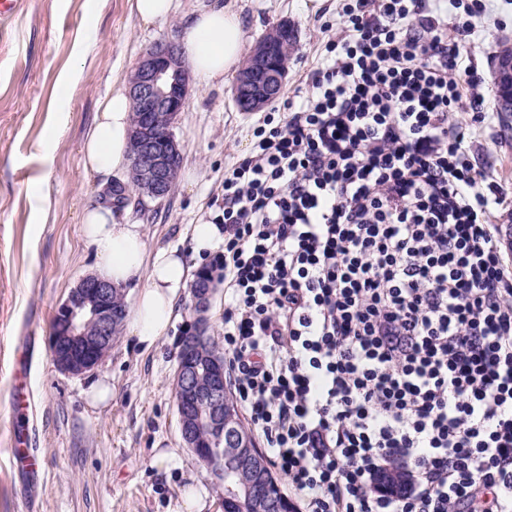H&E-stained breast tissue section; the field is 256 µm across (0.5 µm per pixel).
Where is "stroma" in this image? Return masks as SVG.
<instances>
[{
  "label": "stroma",
  "instance_id": "1",
  "mask_svg": "<svg viewBox=\"0 0 512 512\" xmlns=\"http://www.w3.org/2000/svg\"><path fill=\"white\" fill-rule=\"evenodd\" d=\"M210 0H175L164 21L145 22L128 0H19L13 17L0 21V512H182L184 494L202 497V512H223L222 489L185 448L173 383L174 342L190 318V293L182 291L178 318L152 349L121 334L93 370L61 372L48 346L51 320L79 280L96 264L81 237L85 209L103 203L102 179L84 169L81 144L98 105L116 85L127 84L143 52L165 37H178L181 20ZM247 28L245 51L281 21L297 31L280 97L258 112H243L233 97L234 78L189 79V94L173 134L182 164L172 194L140 200L128 191L122 221L142 225L149 253L191 252V226L224 211V170L249 149L251 131L266 114L283 109L339 36L342 0H223ZM476 32L462 54L494 88L496 57L512 43V0H489L475 17ZM81 75L69 95L58 81L67 70ZM467 127L477 170L499 183L507 202L494 223L512 225V118L494 113ZM49 195L42 206L41 195ZM107 382V405H93L92 383ZM27 388L26 443L40 466L30 499L19 493L26 475L12 464L14 385ZM167 453L157 467V453Z\"/></svg>",
  "mask_w": 512,
  "mask_h": 512
}]
</instances>
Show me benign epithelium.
I'll return each instance as SVG.
<instances>
[{
  "label": "benign epithelium",
  "mask_w": 512,
  "mask_h": 512,
  "mask_svg": "<svg viewBox=\"0 0 512 512\" xmlns=\"http://www.w3.org/2000/svg\"><path fill=\"white\" fill-rule=\"evenodd\" d=\"M278 27L267 33L251 52L239 73L234 92L244 109L255 112L282 90L287 70L275 65L272 42ZM498 95L512 109V63L500 64ZM137 125L133 131L136 155L133 163L147 194L163 199L170 195L182 162V153L172 133H153L155 113L184 111L189 93L188 69L178 44L170 40L155 43L139 59L127 88ZM219 270L201 268L190 284L192 318L176 340L178 369L174 384L175 400L183 444L205 463L215 483L224 489V499L239 496L236 473L224 469V456L232 455L240 468L256 456L249 436L238 426L228 424L231 406L224 376V361L208 356L205 349L211 337L207 312L214 294ZM124 296L122 289L95 276L83 277L57 309V331L49 337V350L56 366L70 375H83L97 367L112 348V329L126 314L114 305Z\"/></svg>",
  "instance_id": "7a95c632"
}]
</instances>
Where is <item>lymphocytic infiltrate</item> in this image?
Masks as SVG:
<instances>
[{
    "mask_svg": "<svg viewBox=\"0 0 512 512\" xmlns=\"http://www.w3.org/2000/svg\"><path fill=\"white\" fill-rule=\"evenodd\" d=\"M458 0H350L224 172V349L305 512H512V255Z\"/></svg>",
    "mask_w": 512,
    "mask_h": 512,
    "instance_id": "f902f5d3",
    "label": "lymphocytic infiltrate"
}]
</instances>
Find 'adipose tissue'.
Instances as JSON below:
<instances>
[{"mask_svg": "<svg viewBox=\"0 0 512 512\" xmlns=\"http://www.w3.org/2000/svg\"><path fill=\"white\" fill-rule=\"evenodd\" d=\"M246 37L241 14L219 0L188 16L181 27L184 56L193 72L209 82L237 72ZM130 132L131 102L120 87L102 100L83 141L85 168L107 179L120 177L130 164ZM82 229L97 259V276L119 287L139 286L128 332L140 348H152L174 323L176 300L191 278L190 266L175 249L149 254L141 225L118 223L110 207L88 209Z\"/></svg>", "mask_w": 512, "mask_h": 512, "instance_id": "adipose-tissue-1", "label": "adipose tissue"}]
</instances>
